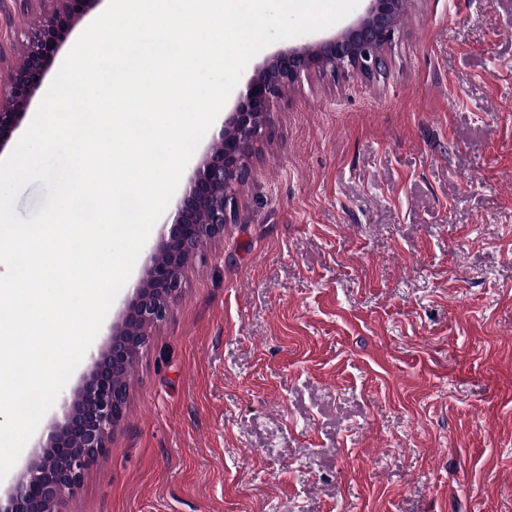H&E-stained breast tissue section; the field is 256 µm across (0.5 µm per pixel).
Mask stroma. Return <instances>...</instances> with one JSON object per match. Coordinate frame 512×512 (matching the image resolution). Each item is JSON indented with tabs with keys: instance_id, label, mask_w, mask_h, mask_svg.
Listing matches in <instances>:
<instances>
[{
	"instance_id": "1",
	"label": "stroma",
	"mask_w": 512,
	"mask_h": 512,
	"mask_svg": "<svg viewBox=\"0 0 512 512\" xmlns=\"http://www.w3.org/2000/svg\"><path fill=\"white\" fill-rule=\"evenodd\" d=\"M270 119L56 512H512V0H409Z\"/></svg>"
}]
</instances>
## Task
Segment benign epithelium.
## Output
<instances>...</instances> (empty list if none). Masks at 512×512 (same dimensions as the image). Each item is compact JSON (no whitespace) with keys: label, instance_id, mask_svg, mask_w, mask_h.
<instances>
[{"label":"benign epithelium","instance_id":"obj_1","mask_svg":"<svg viewBox=\"0 0 512 512\" xmlns=\"http://www.w3.org/2000/svg\"><path fill=\"white\" fill-rule=\"evenodd\" d=\"M53 10L28 37L21 58L0 83V152L18 128L31 99L58 53L64 36L98 0H51ZM362 13L332 35L277 50L246 82L221 127L214 131L172 212L162 222L158 245L127 298L121 320L104 347L90 355L91 370L71 394H62L63 420L49 428L25 470L0 497V512H56L85 471L107 448L109 433L123 416L127 387L118 384L164 322L183 287V260L202 252L237 219V196L249 172L255 145L270 139L273 100L314 70L336 76H371L386 65L385 49L398 30L400 0H365Z\"/></svg>","mask_w":512,"mask_h":512}]
</instances>
